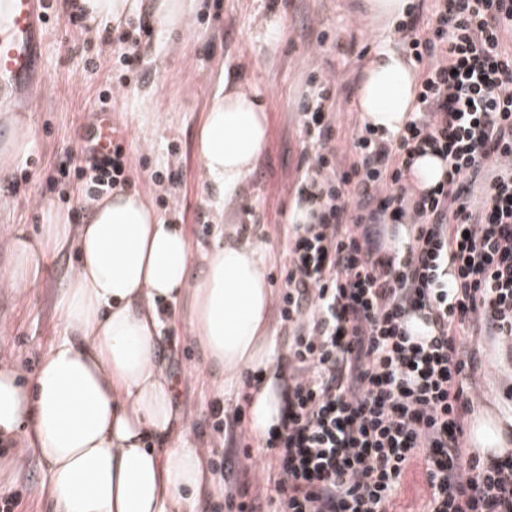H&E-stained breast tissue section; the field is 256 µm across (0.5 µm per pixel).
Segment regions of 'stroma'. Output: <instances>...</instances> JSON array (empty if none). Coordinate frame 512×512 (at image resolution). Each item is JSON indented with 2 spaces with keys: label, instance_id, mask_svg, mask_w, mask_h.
Here are the masks:
<instances>
[{
  "label": "stroma",
  "instance_id": "1",
  "mask_svg": "<svg viewBox=\"0 0 512 512\" xmlns=\"http://www.w3.org/2000/svg\"><path fill=\"white\" fill-rule=\"evenodd\" d=\"M362 0H199L181 31L152 26L140 47V76L112 101L116 133L132 158L133 188L158 215L181 225L195 256L212 243L220 223L254 224V236L269 247L267 273L284 275L279 247L295 201L306 139L300 132L297 104L307 94L309 74L333 79L336 100V147L351 149L361 122L354 97L363 65L360 51L375 55L386 47L407 49L401 31L370 19ZM46 26L37 107L28 113L30 134L23 151L0 149V271L11 261L6 235L15 225L39 234L48 210H63L85 220L89 211L73 184L49 186L60 154L78 150L98 98L123 78L116 44L91 40L75 47L67 13L55 0ZM326 43H319V36ZM96 58V69L85 61ZM243 79L259 92L268 115V135L259 163L249 173L233 205L218 212L201 171L195 136L219 82ZM183 169L182 182L155 181L158 173ZM18 183L9 192V183ZM76 250L52 256L39 281L22 294L0 288V363L11 365L19 379L32 383L40 360L63 335L56 301L78 263ZM158 355L166 375L178 377L175 406L189 417L191 447L207 451L208 466L219 477L202 493L195 512H227L225 500L233 484L242 482L247 457H266L252 434L225 440L214 431V391L187 326L166 327ZM17 502L14 512H49L45 468L27 448L0 445V498ZM430 497L422 464H413L390 512H424Z\"/></svg>",
  "mask_w": 512,
  "mask_h": 512
}]
</instances>
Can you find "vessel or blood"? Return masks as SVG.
Instances as JSON below:
<instances>
[{
  "label": "vessel or blood",
  "instance_id": "vessel-or-blood-1",
  "mask_svg": "<svg viewBox=\"0 0 512 512\" xmlns=\"http://www.w3.org/2000/svg\"><path fill=\"white\" fill-rule=\"evenodd\" d=\"M39 0H0V101L13 98L41 66L44 36ZM96 153L112 148V114L95 112L91 122Z\"/></svg>",
  "mask_w": 512,
  "mask_h": 512
}]
</instances>
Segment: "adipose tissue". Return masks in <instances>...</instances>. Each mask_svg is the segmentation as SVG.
I'll list each match as a JSON object with an SVG mask.
<instances>
[{"instance_id":"adipose-tissue-1","label":"adipose tissue","mask_w":512,"mask_h":512,"mask_svg":"<svg viewBox=\"0 0 512 512\" xmlns=\"http://www.w3.org/2000/svg\"><path fill=\"white\" fill-rule=\"evenodd\" d=\"M418 73L395 49L362 68L356 109L377 136L401 131L417 104ZM268 134L260 99L239 82L216 91L196 136V153L216 203L230 202L257 164ZM87 223L49 211L40 235L14 230L10 268L0 284L23 291L48 255L71 247L80 264L56 308L64 335L43 355L33 388L0 365V443L28 440L50 479L51 512H192L215 477L200 449L187 446V422L157 358L161 307H181L214 395L224 398L245 374L258 383L249 428H278L286 396L268 332L273 301L264 243L219 228L192 274L194 256L181 227L166 223L135 192L115 190L90 205ZM470 443L485 463L512 452V411L493 404L471 424Z\"/></svg>"}]
</instances>
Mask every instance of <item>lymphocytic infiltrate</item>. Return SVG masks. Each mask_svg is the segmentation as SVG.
<instances>
[{"label": "lymphocytic infiltrate", "mask_w": 512, "mask_h": 512, "mask_svg": "<svg viewBox=\"0 0 512 512\" xmlns=\"http://www.w3.org/2000/svg\"><path fill=\"white\" fill-rule=\"evenodd\" d=\"M401 28L423 69L401 132L361 128L342 157L330 82L299 108L312 151L295 193L317 216L283 238L288 396L253 468L272 512H388L417 460L426 512H512V457L463 456L476 339L512 345V0H432ZM429 151L446 176L421 191L411 166ZM131 164L116 143L56 170L106 192L130 187Z\"/></svg>", "instance_id": "f902f5d3"}]
</instances>
